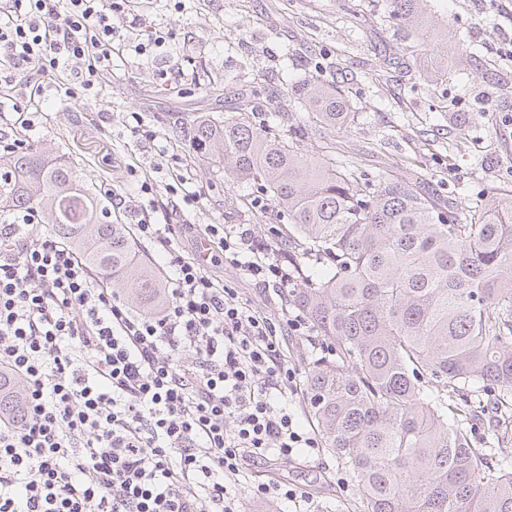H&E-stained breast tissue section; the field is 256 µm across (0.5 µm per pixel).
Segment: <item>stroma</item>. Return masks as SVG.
Wrapping results in <instances>:
<instances>
[{"instance_id":"stroma-1","label":"stroma","mask_w":512,"mask_h":512,"mask_svg":"<svg viewBox=\"0 0 512 512\" xmlns=\"http://www.w3.org/2000/svg\"><path fill=\"white\" fill-rule=\"evenodd\" d=\"M421 9L447 29L448 70L423 51L404 28L394 26L387 0H142L126 39L153 27L166 36L149 60L129 57L99 96L49 92L31 144L74 164L84 186H120L139 204L142 174L156 153L136 147L124 126L135 112L150 130L171 135L199 115H236L241 97L254 91L257 108H271L293 85L310 76L338 84L358 110L348 126L326 130L337 154L355 159L368 175L389 173L416 183L439 206L459 217L492 188L512 189V0H423ZM183 69L185 80L159 75ZM188 141L174 139L166 164L190 169L206 199L193 211V232L175 231L185 256H194L209 224L250 225L279 245L283 224L273 211L244 210L256 190L218 176V161L192 162ZM210 274L275 320L292 305L259 289L220 261ZM292 483L309 492L314 512H337L354 491L335 455L321 451L289 462L247 465L235 487L245 512H289L288 503L253 497L259 483Z\"/></svg>"}]
</instances>
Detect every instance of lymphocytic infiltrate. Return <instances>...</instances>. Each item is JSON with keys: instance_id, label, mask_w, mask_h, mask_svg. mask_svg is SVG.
Masks as SVG:
<instances>
[{"instance_id": "1", "label": "lymphocytic infiltrate", "mask_w": 512, "mask_h": 512, "mask_svg": "<svg viewBox=\"0 0 512 512\" xmlns=\"http://www.w3.org/2000/svg\"><path fill=\"white\" fill-rule=\"evenodd\" d=\"M129 4L0 0V73L27 101L0 87V112L18 115L14 146L26 145L49 88L97 91L114 58L164 46L159 34L117 41ZM167 178L180 199L169 211L106 191L163 256L167 302L155 314L134 312L35 209L0 225V371L24 405L0 415V512H242L227 480L245 463L318 452L292 406L300 371L276 323L175 249L171 217L205 194L179 168ZM205 235L258 287L294 285L295 266L251 229L211 224Z\"/></svg>"}]
</instances>
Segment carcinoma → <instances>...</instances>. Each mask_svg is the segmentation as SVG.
<instances>
[{
  "instance_id": "obj_1",
  "label": "carcinoma",
  "mask_w": 512,
  "mask_h": 512,
  "mask_svg": "<svg viewBox=\"0 0 512 512\" xmlns=\"http://www.w3.org/2000/svg\"><path fill=\"white\" fill-rule=\"evenodd\" d=\"M389 17L438 50L421 0H387ZM305 112L282 134L251 101L189 128L199 161L253 183L286 219L288 248L313 268L288 297L334 355L306 375L311 419L354 487L353 512H512V461L476 444L471 425L493 414L495 438L512 432V196L477 205L462 223L417 186L366 177L336 158L319 132L354 122L336 84L295 86ZM314 136V155L300 143ZM37 209L145 313L165 303L163 274L139 257L131 227L79 184L60 157L27 148L0 157V212ZM22 413L0 377V412Z\"/></svg>"
}]
</instances>
